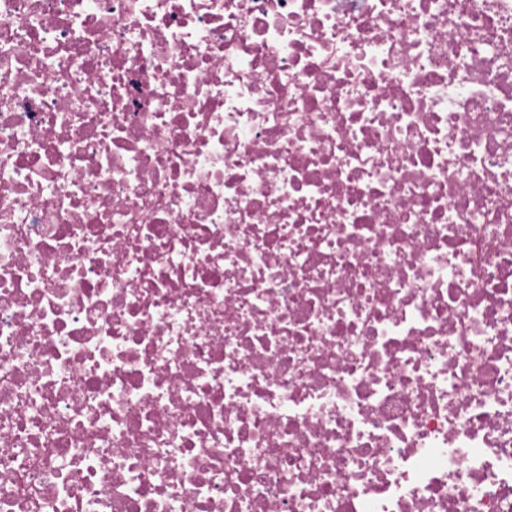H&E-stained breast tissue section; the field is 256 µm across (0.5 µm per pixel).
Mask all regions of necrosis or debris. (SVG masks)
Returning <instances> with one entry per match:
<instances>
[{"instance_id":"necrosis-or-debris-1","label":"necrosis or debris","mask_w":512,"mask_h":512,"mask_svg":"<svg viewBox=\"0 0 512 512\" xmlns=\"http://www.w3.org/2000/svg\"><path fill=\"white\" fill-rule=\"evenodd\" d=\"M0 512H512V0H0Z\"/></svg>"}]
</instances>
